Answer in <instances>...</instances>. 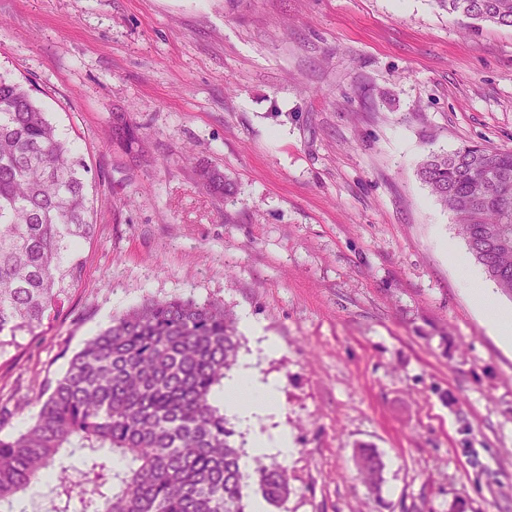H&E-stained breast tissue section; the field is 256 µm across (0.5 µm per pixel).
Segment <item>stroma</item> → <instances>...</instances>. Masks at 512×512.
Masks as SVG:
<instances>
[{"instance_id":"1","label":"stroma","mask_w":512,"mask_h":512,"mask_svg":"<svg viewBox=\"0 0 512 512\" xmlns=\"http://www.w3.org/2000/svg\"><path fill=\"white\" fill-rule=\"evenodd\" d=\"M0 73L88 164L96 222L63 311L0 345V436L113 317L214 301L280 341L270 358L240 338L281 393L235 436L292 432L279 512H512V351L472 312L438 241L468 246L418 176L433 150L512 149V28L465 33L436 0H0ZM116 109L142 162L112 147ZM354 461L361 482L370 491L379 493L384 469L381 455L368 445H359L354 452Z\"/></svg>"}]
</instances>
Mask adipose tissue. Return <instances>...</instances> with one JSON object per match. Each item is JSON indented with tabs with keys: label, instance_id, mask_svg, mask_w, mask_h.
I'll list each match as a JSON object with an SVG mask.
<instances>
[{
	"label": "adipose tissue",
	"instance_id": "1",
	"mask_svg": "<svg viewBox=\"0 0 512 512\" xmlns=\"http://www.w3.org/2000/svg\"><path fill=\"white\" fill-rule=\"evenodd\" d=\"M448 259L460 273L469 303L488 336L501 347L512 349V306H504L496 301L464 255L452 249L448 252ZM279 387L278 379L260 374L253 358L246 355L238 360L233 373L225 378L224 389L217 394L216 400L229 418L246 426L256 416L276 412ZM295 451L291 432L284 427L272 428L251 436L240 459V466L248 471L257 457L287 459Z\"/></svg>",
	"mask_w": 512,
	"mask_h": 512
}]
</instances>
